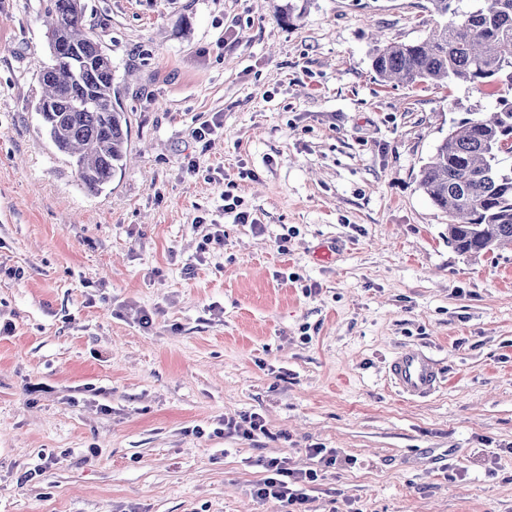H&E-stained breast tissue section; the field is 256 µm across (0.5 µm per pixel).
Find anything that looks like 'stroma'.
Here are the masks:
<instances>
[{"label": "stroma", "mask_w": 512, "mask_h": 512, "mask_svg": "<svg viewBox=\"0 0 512 512\" xmlns=\"http://www.w3.org/2000/svg\"><path fill=\"white\" fill-rule=\"evenodd\" d=\"M83 2L131 127L95 195L32 106L39 0H0V512H283L270 457L312 512H512V248L459 254L419 186L495 99L372 68L429 0ZM409 349L429 397L389 380ZM388 376L399 394L414 398L430 395L441 381L433 358L420 350H408L394 356L388 365ZM224 427V431L227 430V434H236L250 441H257L261 436H267V429L262 417L258 413L244 416L240 422L227 421L224 423ZM264 476L254 485L253 494L260 500L274 499L296 506L291 512H309L307 486L317 480L314 469L288 467V458L273 457L263 462Z\"/></svg>", "instance_id": "stroma-1"}]
</instances>
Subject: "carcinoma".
<instances>
[{
  "label": "carcinoma",
  "instance_id": "obj_1",
  "mask_svg": "<svg viewBox=\"0 0 512 512\" xmlns=\"http://www.w3.org/2000/svg\"><path fill=\"white\" fill-rule=\"evenodd\" d=\"M442 19L424 39L374 50L383 82L493 88L496 111L464 118L421 170L420 186L448 215V243L476 256L512 243V0H429ZM50 64L34 103L55 152L91 195L123 170L130 122L112 57L90 36L82 0H40Z\"/></svg>",
  "mask_w": 512,
  "mask_h": 512
}]
</instances>
